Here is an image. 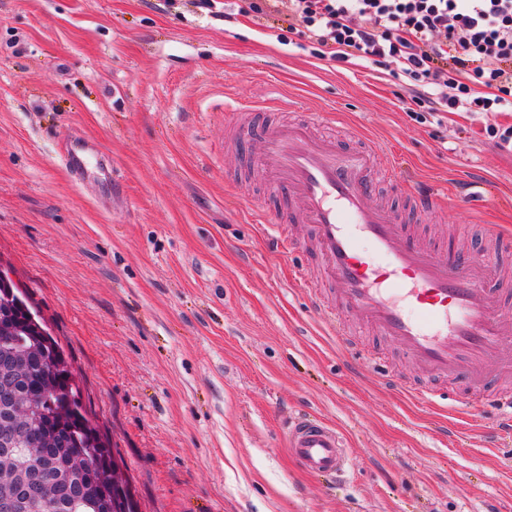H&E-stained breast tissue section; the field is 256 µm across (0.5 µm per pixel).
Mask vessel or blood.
<instances>
[{"label": "vessel or blood", "mask_w": 512, "mask_h": 512, "mask_svg": "<svg viewBox=\"0 0 512 512\" xmlns=\"http://www.w3.org/2000/svg\"><path fill=\"white\" fill-rule=\"evenodd\" d=\"M225 109L237 132L277 160L267 175L270 203L255 204V221L267 226L283 250L299 243L291 225H305L323 274L300 270L298 285L343 347H350V325L357 321L435 376L462 380L485 372L500 348L512 342L499 289L458 253L410 242L411 214H437L444 208L441 186L421 188L391 165L385 173L400 203H383L373 175L378 142L350 149L317 137L315 127L327 118L323 112L284 124L257 122L262 108L252 103L236 101ZM63 142L66 167L82 177L87 158L99 153L97 144L69 133ZM387 383L422 406L435 402L431 389L400 375ZM285 434L303 470L326 477L343 470V439L335 427L301 413L290 418Z\"/></svg>", "instance_id": "b4317fda"}]
</instances>
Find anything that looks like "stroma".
Wrapping results in <instances>:
<instances>
[{
	"label": "stroma",
	"instance_id": "stroma-1",
	"mask_svg": "<svg viewBox=\"0 0 512 512\" xmlns=\"http://www.w3.org/2000/svg\"><path fill=\"white\" fill-rule=\"evenodd\" d=\"M230 19L196 0H0V271L61 345L138 512H512V433L498 408H438L385 383L421 378L386 340L342 350L295 281L310 246L279 255L238 193L248 144L224 145V105L293 100L317 133L387 143L420 184L498 204L420 218L512 283V154L478 122L419 123L394 63L332 64L284 16ZM101 144L82 180L58 134ZM341 432L336 483L300 471L286 421Z\"/></svg>",
	"mask_w": 512,
	"mask_h": 512
}]
</instances>
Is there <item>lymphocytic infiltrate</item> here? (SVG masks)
I'll list each match as a JSON object with an SVG mask.
<instances>
[{
	"mask_svg": "<svg viewBox=\"0 0 512 512\" xmlns=\"http://www.w3.org/2000/svg\"><path fill=\"white\" fill-rule=\"evenodd\" d=\"M286 7L289 29L344 63L391 60L409 95L433 120L448 112L484 115V138L512 152V0H247L260 17Z\"/></svg>",
	"mask_w": 512,
	"mask_h": 512,
	"instance_id": "obj_1",
	"label": "lymphocytic infiltrate"
}]
</instances>
